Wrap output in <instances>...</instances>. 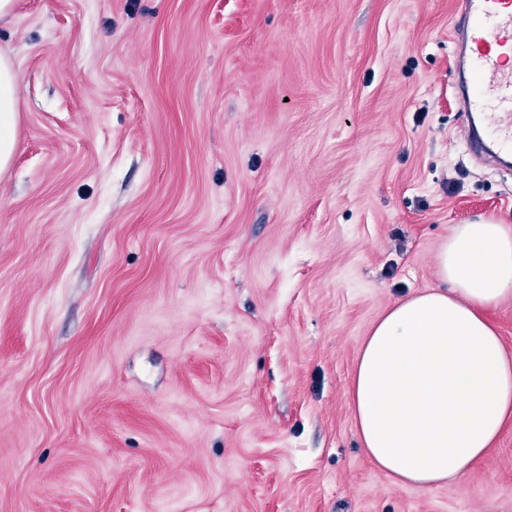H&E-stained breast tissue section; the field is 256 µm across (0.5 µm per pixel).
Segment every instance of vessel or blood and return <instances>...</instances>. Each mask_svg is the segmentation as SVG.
<instances>
[{"mask_svg": "<svg viewBox=\"0 0 512 512\" xmlns=\"http://www.w3.org/2000/svg\"><path fill=\"white\" fill-rule=\"evenodd\" d=\"M465 48L473 61L471 83L457 98L492 136L488 147L512 154V0H464Z\"/></svg>", "mask_w": 512, "mask_h": 512, "instance_id": "vessel-or-blood-1", "label": "vessel or blood"}]
</instances>
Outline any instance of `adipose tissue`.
<instances>
[{
  "mask_svg": "<svg viewBox=\"0 0 512 512\" xmlns=\"http://www.w3.org/2000/svg\"><path fill=\"white\" fill-rule=\"evenodd\" d=\"M17 72L0 51V171L16 148ZM446 292L396 302L360 349L350 392L358 436L395 483L467 472L512 425V357L486 315L512 293V226L458 225L438 255Z\"/></svg>",
  "mask_w": 512,
  "mask_h": 512,
  "instance_id": "obj_1",
  "label": "adipose tissue"
}]
</instances>
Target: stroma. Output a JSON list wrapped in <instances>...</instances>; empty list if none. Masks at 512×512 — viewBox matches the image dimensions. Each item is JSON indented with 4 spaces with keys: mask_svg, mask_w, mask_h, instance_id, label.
I'll use <instances>...</instances> for the list:
<instances>
[{
    "mask_svg": "<svg viewBox=\"0 0 512 512\" xmlns=\"http://www.w3.org/2000/svg\"><path fill=\"white\" fill-rule=\"evenodd\" d=\"M458 0H16L0 173V512H512V428L400 486L350 390L475 159ZM17 72L12 58L0 51V172L10 164L16 148Z\"/></svg>",
    "mask_w": 512,
    "mask_h": 512,
    "instance_id": "obj_1",
    "label": "stroma"
}]
</instances>
